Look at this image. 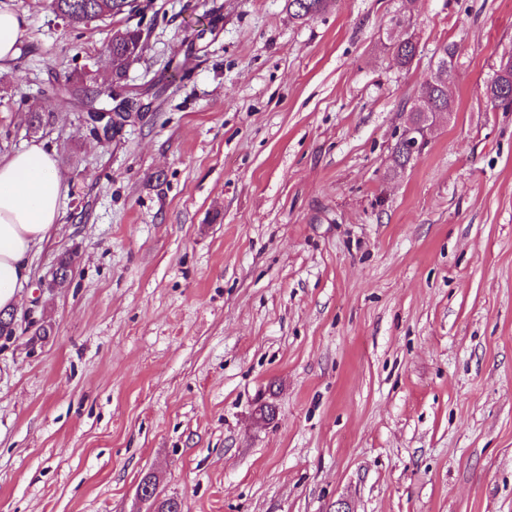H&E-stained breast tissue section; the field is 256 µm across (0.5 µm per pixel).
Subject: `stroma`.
Returning <instances> with one entry per match:
<instances>
[{
    "instance_id": "stroma-1",
    "label": "stroma",
    "mask_w": 512,
    "mask_h": 512,
    "mask_svg": "<svg viewBox=\"0 0 512 512\" xmlns=\"http://www.w3.org/2000/svg\"><path fill=\"white\" fill-rule=\"evenodd\" d=\"M14 5L0 157L46 143L67 192L0 337V512H150L148 474L184 512H512V111L484 96L512 0H412L405 29L402 0ZM124 28L145 115L100 140L54 90L110 101ZM443 43L453 110L392 173ZM49 7L58 17L74 24H87L105 17L135 11L131 0H50ZM292 18L299 21L314 19L327 8L328 0H287ZM110 70L113 81H122L126 70L134 57V52L141 40V33L137 29L117 30L111 38ZM389 49L394 64L402 69L409 67L416 57V44L410 37L390 44Z\"/></svg>"
}]
</instances>
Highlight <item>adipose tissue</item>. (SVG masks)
Masks as SVG:
<instances>
[{"label":"adipose tissue","mask_w":512,"mask_h":512,"mask_svg":"<svg viewBox=\"0 0 512 512\" xmlns=\"http://www.w3.org/2000/svg\"><path fill=\"white\" fill-rule=\"evenodd\" d=\"M28 19L12 0H0V71L18 57ZM67 190L54 150L32 143L0 158V310L17 303L31 278L30 256L60 218Z\"/></svg>","instance_id":"adipose-tissue-1"}]
</instances>
